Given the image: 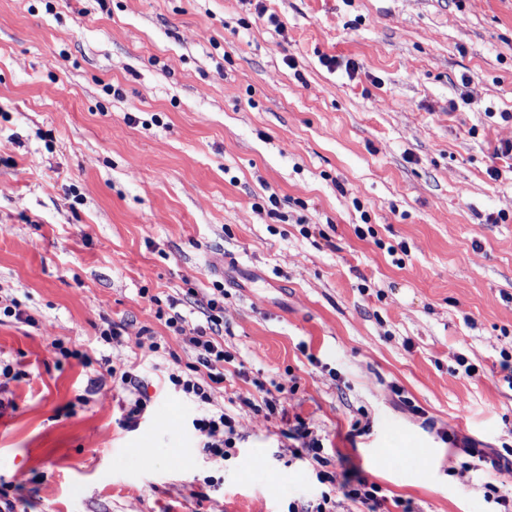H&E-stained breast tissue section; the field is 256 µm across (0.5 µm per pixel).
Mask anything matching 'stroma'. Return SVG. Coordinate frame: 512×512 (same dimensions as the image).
<instances>
[{
  "label": "stroma",
  "mask_w": 512,
  "mask_h": 512,
  "mask_svg": "<svg viewBox=\"0 0 512 512\" xmlns=\"http://www.w3.org/2000/svg\"><path fill=\"white\" fill-rule=\"evenodd\" d=\"M505 142L512 0H0V307L26 315L0 316V502L367 512L316 479L345 467L387 512H504ZM218 285L220 466L160 382L189 337L155 316L204 321ZM106 357L148 395L134 426ZM275 383L283 411H252ZM299 418L323 449L298 459Z\"/></svg>",
  "instance_id": "obj_1"
}]
</instances>
